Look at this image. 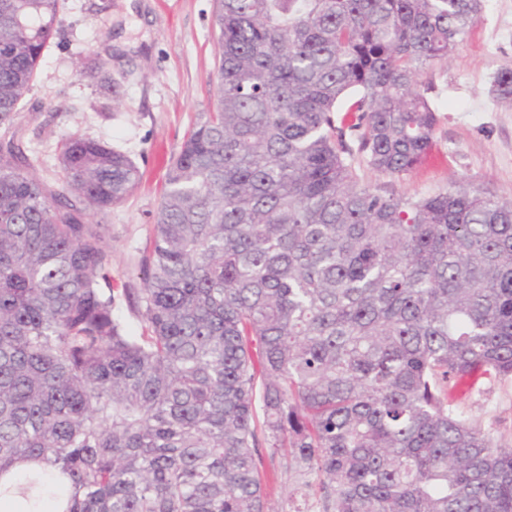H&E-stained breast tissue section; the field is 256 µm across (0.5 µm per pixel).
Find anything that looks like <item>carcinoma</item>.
<instances>
[{"instance_id":"carcinoma-1","label":"carcinoma","mask_w":512,"mask_h":512,"mask_svg":"<svg viewBox=\"0 0 512 512\" xmlns=\"http://www.w3.org/2000/svg\"><path fill=\"white\" fill-rule=\"evenodd\" d=\"M57 7L0 0V474L35 464L29 508L275 512L265 444L289 512H512V447L453 396L512 380V200L382 193L350 146L389 177L422 162L418 76L482 0H214L215 101L168 164L140 288L83 221L135 163L71 135L50 193L16 141ZM493 92L512 102L511 66ZM267 462V470L265 477H271V504L276 510L288 511V486L290 481L283 469L279 466L278 459L273 464L269 462V451L265 448L262 452Z\"/></svg>"}]
</instances>
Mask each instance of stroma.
Wrapping results in <instances>:
<instances>
[{"label": "stroma", "mask_w": 512, "mask_h": 512, "mask_svg": "<svg viewBox=\"0 0 512 512\" xmlns=\"http://www.w3.org/2000/svg\"><path fill=\"white\" fill-rule=\"evenodd\" d=\"M212 11V0H59L57 33L21 102L18 136L49 186L58 184L57 145L73 133L111 145L139 167L138 187L113 208L105 234L113 277L134 288L141 285V259L169 161L213 101ZM95 54L120 83L119 99L87 76ZM506 66H512V0H483L479 19L454 53L420 76L434 85L433 158L388 177L355 155L363 182L421 197L463 180L512 200V105L492 93ZM457 405L512 446V381L485 384Z\"/></svg>", "instance_id": "obj_1"}]
</instances>
